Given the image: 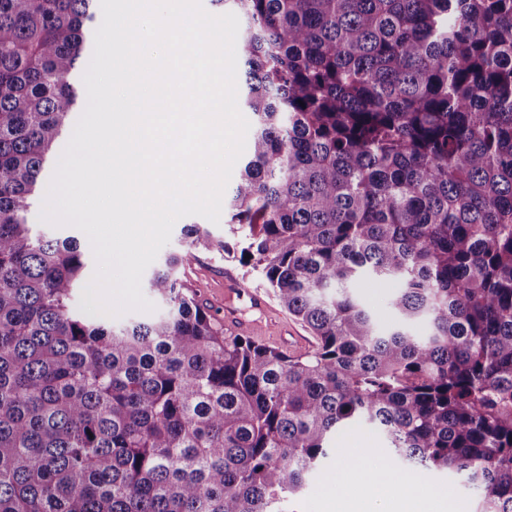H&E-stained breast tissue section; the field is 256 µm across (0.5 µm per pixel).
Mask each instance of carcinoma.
Listing matches in <instances>:
<instances>
[{"label": "carcinoma", "instance_id": "carcinoma-1", "mask_svg": "<svg viewBox=\"0 0 512 512\" xmlns=\"http://www.w3.org/2000/svg\"><path fill=\"white\" fill-rule=\"evenodd\" d=\"M210 2L253 116L224 212L315 345L224 331L179 276L224 247L195 225L161 316L73 310L83 253L28 216L98 0H0V512H280L353 423L512 512V0ZM358 278L398 284L390 328Z\"/></svg>", "mask_w": 512, "mask_h": 512}]
</instances>
